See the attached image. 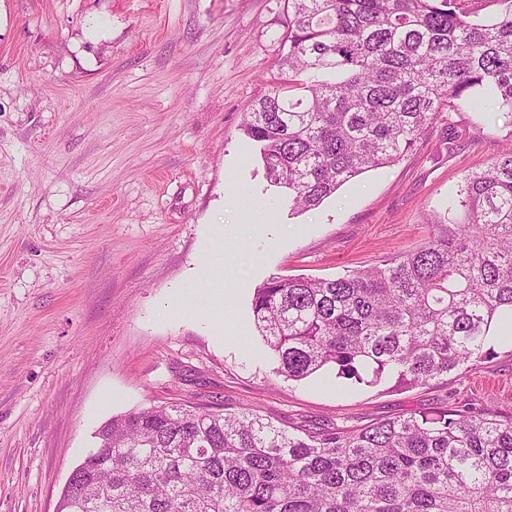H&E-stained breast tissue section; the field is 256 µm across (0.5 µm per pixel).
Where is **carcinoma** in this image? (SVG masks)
Masks as SVG:
<instances>
[{
  "instance_id": "obj_1",
  "label": "carcinoma",
  "mask_w": 512,
  "mask_h": 512,
  "mask_svg": "<svg viewBox=\"0 0 512 512\" xmlns=\"http://www.w3.org/2000/svg\"><path fill=\"white\" fill-rule=\"evenodd\" d=\"M287 0L281 56L242 130L269 186L313 210L399 161L442 112L512 128V0ZM255 327L276 373L406 390L487 355L512 308V148L464 176L414 250L336 278L273 276ZM60 512H512V416L440 407L290 432L256 412L144 407L115 416Z\"/></svg>"
}]
</instances>
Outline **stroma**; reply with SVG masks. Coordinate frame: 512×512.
Here are the masks:
<instances>
[{"label": "stroma", "mask_w": 512, "mask_h": 512, "mask_svg": "<svg viewBox=\"0 0 512 512\" xmlns=\"http://www.w3.org/2000/svg\"><path fill=\"white\" fill-rule=\"evenodd\" d=\"M284 0H0V512H54L112 416L188 404L288 428L439 406L512 413V346L423 387L273 372L253 292L426 241L512 131L441 113L317 209L266 191L241 130Z\"/></svg>", "instance_id": "35a3bbf8"}]
</instances>
